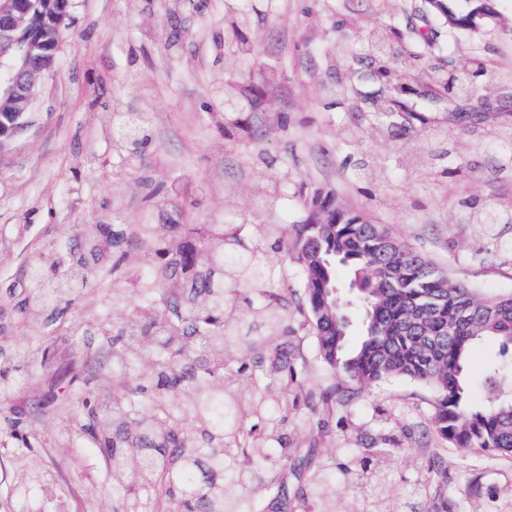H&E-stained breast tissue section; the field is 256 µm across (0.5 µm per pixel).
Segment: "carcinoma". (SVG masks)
Instances as JSON below:
<instances>
[{
    "label": "carcinoma",
    "mask_w": 512,
    "mask_h": 512,
    "mask_svg": "<svg viewBox=\"0 0 512 512\" xmlns=\"http://www.w3.org/2000/svg\"><path fill=\"white\" fill-rule=\"evenodd\" d=\"M465 14H448L456 30L474 31L481 20L494 14L491 0ZM389 41L384 31L368 33L371 50L387 61L382 48ZM433 84L448 91L474 86L475 72L443 74L429 67ZM119 125H135L140 137L116 136V147L136 154L148 139V126L137 113L119 117ZM328 211L323 224H302L296 240L288 242L280 225H252L249 244L231 236L223 224H200L193 228L197 241L210 255L207 265L186 269L177 302L183 314L170 318L147 304L138 318L118 331L124 344L117 358L126 359L139 350L155 356L144 385L151 405L150 435L132 421L135 401L118 387L101 403L112 419L113 480L134 495L145 488L175 485L187 492L184 506L202 499L209 512H243L238 482L227 477L225 458L232 453L260 455L263 446L282 445L281 459L288 464L283 419L270 411L263 393L240 396L238 375L246 369L232 366V357L254 342L268 351L259 365L264 379L283 391L295 387L296 371L288 359L284 341L288 335V298L269 287L271 267L292 252L305 274L304 297L295 311L309 314L319 356L329 368L352 383L367 386L393 376L431 385L436 393L433 424L440 437L456 448H482L512 456V397L501 396L504 375L512 372V296L483 297L468 286L443 278L438 269L417 250L400 242L377 224L318 202ZM160 239L150 258L156 286L175 275L187 242L155 229ZM339 251L347 258L352 280L365 291L357 304L365 316L361 341L350 353L346 343L350 324L346 312L336 311V320L318 311L325 272L312 246ZM58 262L53 247L35 258L41 276L32 280L29 313L44 316L61 303L71 305L89 275L84 256L69 261L70 272L58 279L52 270ZM267 292L269 302L254 313L265 329L263 336H250L221 322L227 309L252 307V295ZM498 344L502 362L484 370L487 404L470 403L468 366L483 341ZM28 352L17 348L0 366V390L12 386L25 364ZM245 414L255 420L243 429L237 423ZM284 470H264L250 477L262 507L278 504L273 488L285 489Z\"/></svg>",
    "instance_id": "obj_1"
}]
</instances>
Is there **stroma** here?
<instances>
[{"label": "stroma", "instance_id": "1", "mask_svg": "<svg viewBox=\"0 0 512 512\" xmlns=\"http://www.w3.org/2000/svg\"><path fill=\"white\" fill-rule=\"evenodd\" d=\"M496 8L464 33L427 0H72L56 66L0 151V344L31 352L26 384L0 398V512H177L170 491L115 492L87 429L101 394L138 393L154 362L117 360L111 332L147 303L177 313L142 265L155 245L146 225L184 236L223 223L246 243L259 220L291 240L320 191L483 295L512 294V0ZM376 28L395 34L392 66L405 75L482 62L475 96L418 84L405 104L421 121L392 124L387 86L370 76ZM343 84L357 108L337 104ZM228 86L248 133L215 119ZM125 113L150 127L135 156L116 148ZM489 211L498 223L481 222ZM88 224L123 231L124 261L106 254L74 305L31 319L20 306L28 266L47 245L83 252ZM287 344L305 403L287 410L283 512H315L317 500L344 512H431L436 501L443 512H512V456L446 444L432 386H356L322 363L299 317ZM374 448L363 475L354 461Z\"/></svg>", "mask_w": 512, "mask_h": 512}]
</instances>
